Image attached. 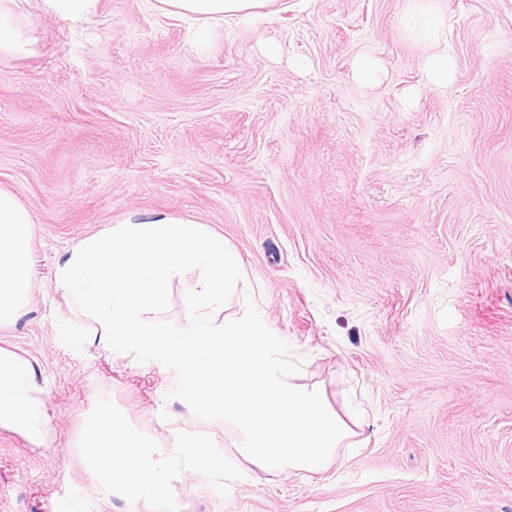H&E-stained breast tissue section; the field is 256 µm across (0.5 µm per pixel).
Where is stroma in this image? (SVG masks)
<instances>
[{"instance_id": "obj_1", "label": "stroma", "mask_w": 512, "mask_h": 512, "mask_svg": "<svg viewBox=\"0 0 512 512\" xmlns=\"http://www.w3.org/2000/svg\"><path fill=\"white\" fill-rule=\"evenodd\" d=\"M154 2L76 20L23 0L34 52L0 54V187L36 221L35 286L0 348L39 367L50 427L43 447L0 427V512L90 490L78 441L104 401L156 446L200 439L226 466L87 512H512V0H440L443 88L406 0H278L202 45ZM154 213L223 237L301 384L362 402L340 468L261 472L236 427L169 398L173 371L61 342L75 316L56 262ZM454 70V63L448 50L434 53L427 61L426 76L433 86L448 84V77Z\"/></svg>"}]
</instances>
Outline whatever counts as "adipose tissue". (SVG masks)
Wrapping results in <instances>:
<instances>
[{
  "instance_id": "obj_1",
  "label": "adipose tissue",
  "mask_w": 512,
  "mask_h": 512,
  "mask_svg": "<svg viewBox=\"0 0 512 512\" xmlns=\"http://www.w3.org/2000/svg\"><path fill=\"white\" fill-rule=\"evenodd\" d=\"M160 11L203 20L214 25L234 18H248L276 0H156ZM20 0H0V52H18L29 43ZM35 219L16 195L0 188V325L11 324L26 312L34 286L31 246ZM46 381L35 365L0 349V426L23 434L35 445L49 437L47 415L36 401ZM80 446L97 493L111 497L121 489L132 499H156L166 492L175 471L199 468L220 472L223 456L211 443L182 437L175 448L163 450L131 432L103 405L85 424Z\"/></svg>"
}]
</instances>
